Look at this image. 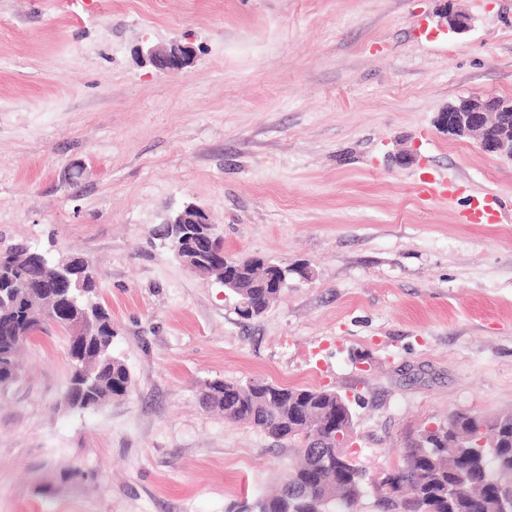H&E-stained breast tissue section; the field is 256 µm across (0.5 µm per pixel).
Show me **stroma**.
Here are the masks:
<instances>
[{
	"instance_id": "1",
	"label": "stroma",
	"mask_w": 512,
	"mask_h": 512,
	"mask_svg": "<svg viewBox=\"0 0 512 512\" xmlns=\"http://www.w3.org/2000/svg\"><path fill=\"white\" fill-rule=\"evenodd\" d=\"M470 19L445 27L448 12ZM195 49L160 71L148 50ZM512 97V0H0V249L98 268L128 395L65 410L60 330L0 387V512H243L293 458L206 382L346 396L362 464L456 412H512V161L441 130ZM454 181L451 205L415 182ZM485 196L494 224L461 216ZM294 268L254 319L161 236ZM201 215L208 217L207 213L203 209L193 205H188L181 211L175 213V217L172 215L168 218L165 224H177L176 227L179 229L180 234L187 231V224H191V235L168 239L169 248L173 256H175V258L184 265H188L186 267L192 272H195V268L196 273L199 275L206 277L214 276L216 279H219L223 276L225 270L223 259L224 252L223 258L221 257V243L216 244L214 246V250H211L208 253L206 261H198L194 258V255L196 254L192 247L191 238L195 237L197 235L196 233H200L201 235H211L213 239H217L218 241L222 239L218 232V228L213 224H210L209 220L208 222H205Z\"/></svg>"
}]
</instances>
